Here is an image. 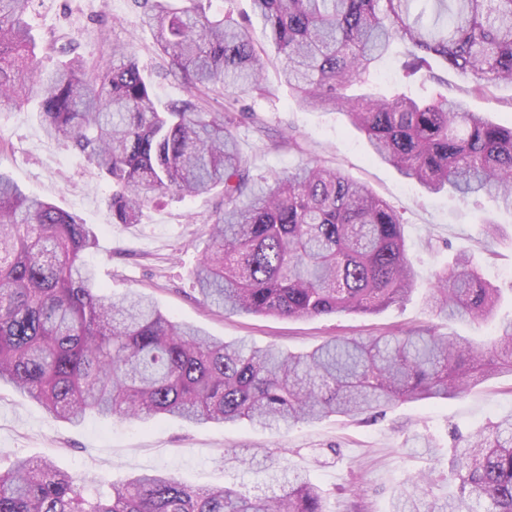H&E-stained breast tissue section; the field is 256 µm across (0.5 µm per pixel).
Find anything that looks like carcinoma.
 <instances>
[{"label": "carcinoma", "mask_w": 512, "mask_h": 512, "mask_svg": "<svg viewBox=\"0 0 512 512\" xmlns=\"http://www.w3.org/2000/svg\"><path fill=\"white\" fill-rule=\"evenodd\" d=\"M32 4L0 0V106L34 105L48 139L98 168L115 224L138 223L153 193L223 187L194 273L207 305L300 319L378 313L414 291L401 216L365 184L316 158L270 182L250 176L236 104L268 92L273 62L298 106L340 108L375 158L428 193L487 196L512 211V126L423 84L417 93L347 94L395 42L410 47L405 79L424 69L434 81L440 62L466 76L472 94L512 84V0H251L262 43L249 19L212 15L204 0H135L187 85V98L163 106L129 46L98 61L64 46L53 68H41ZM213 97L224 111L207 108ZM97 246L92 226L0 172V383L60 421L93 413L288 429L330 416L375 420L400 402L446 400L512 375V319L484 349L412 329L284 353L212 337L140 294L112 298L83 261ZM501 298L458 250L435 271L424 303L438 317L483 322ZM281 452L237 459L270 489L252 497L226 485L195 490L163 471L115 483L18 457L0 472V512H327V491L282 468ZM448 469L456 490L430 498L413 476L390 512H512V414L449 448Z\"/></svg>", "instance_id": "obj_1"}]
</instances>
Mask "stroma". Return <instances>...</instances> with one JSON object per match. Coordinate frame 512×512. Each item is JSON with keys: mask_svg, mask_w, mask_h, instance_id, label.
Wrapping results in <instances>:
<instances>
[{"mask_svg": "<svg viewBox=\"0 0 512 512\" xmlns=\"http://www.w3.org/2000/svg\"><path fill=\"white\" fill-rule=\"evenodd\" d=\"M30 24L38 43L72 39L90 59L110 56L113 44L132 43L162 101L187 96L180 80L166 74L153 33L141 26L133 0H34ZM435 71L468 109L500 125H512V86L474 96L456 71L441 64ZM267 85L266 97L242 100L265 128L260 134L245 123L237 130L251 176L271 179L313 157L367 184L402 216L407 254L416 272L417 293L409 301L377 314L338 313L303 320L227 315L203 306L193 274L221 191L184 199L169 195L147 204L138 223H113L108 182L70 145L47 140L29 106L0 108V171L27 194L93 225L98 246L85 259L109 295H149L176 321L216 338H243L258 347L272 343L299 353L333 336L366 338L429 328L489 343L490 324L438 319L424 309L420 293L435 270L451 260L454 249L466 246L484 276L501 288V312L512 314V212L487 199L474 202L450 193H425L394 167L373 159L364 135L341 112L299 108L275 69H268ZM288 133L294 134L295 144L282 143V135ZM487 219L498 225L491 240L483 235ZM509 413L512 377L500 375L453 399L393 406L374 421L331 416L281 435L245 422L192 425L171 417L143 423L90 416L71 425L51 419L36 402L3 384L0 471L18 456H46L69 472L116 482L146 470H166L197 489L228 485L256 495L263 492V484L253 473L225 461V453L244 456L256 448H281L286 466L306 473L329 492L331 512H357L360 503L367 512H389L392 496L409 475H431L437 496L457 486V477L447 467L451 428L467 436ZM415 433L434 438L435 455L405 453V440Z\"/></svg>", "mask_w": 512, "mask_h": 512, "instance_id": "obj_1", "label": "stroma"}]
</instances>
